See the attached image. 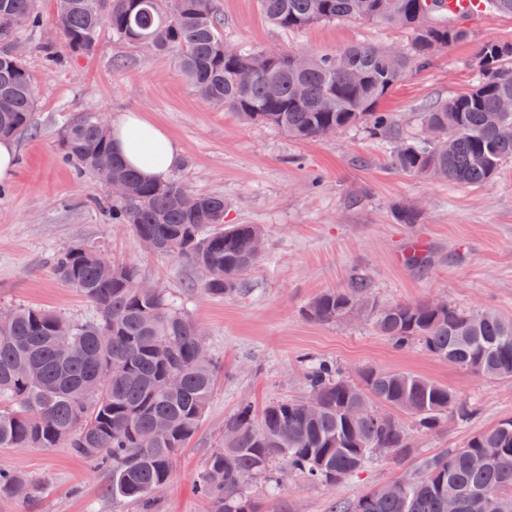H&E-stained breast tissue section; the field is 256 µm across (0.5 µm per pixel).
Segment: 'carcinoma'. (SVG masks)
I'll return each mask as SVG.
<instances>
[{"mask_svg": "<svg viewBox=\"0 0 512 512\" xmlns=\"http://www.w3.org/2000/svg\"><path fill=\"white\" fill-rule=\"evenodd\" d=\"M438 0H258L273 25L302 30L349 19L383 22L407 30L396 55L391 46L353 44L338 51L270 54L224 42L214 0H57L60 42L45 46L46 61L93 54L98 31L174 60L195 92L244 120L276 126L296 140L325 137L362 126L389 146L391 165L409 175L477 186L512 161V42L479 44L470 66L472 88L421 112L424 136L405 139L398 120L377 111L379 101L435 55L470 38L455 22L436 20ZM37 0H0V138L31 126L36 89L23 59L11 54L22 27L37 29ZM65 159L97 175L99 156H112V178L126 194L108 206L112 220L149 240L159 256L204 266L194 284L210 299L248 292L243 278L257 262L255 246L266 241L259 224L224 223V197L196 193L179 178L144 180L112 149L100 114L85 112L62 129ZM58 279L77 289L93 315L66 320L37 306L12 309L0 322V448H54L72 452L111 472L107 492L153 512L154 489L170 483L175 452L196 434L205 415L217 364L201 357L203 331L163 291L136 287L139 270L97 251L73 246L56 254ZM370 318L392 345L420 346L460 369L494 380H512V321L491 310H465L432 301L381 304L366 276L354 273L345 287L323 292L304 308L317 323L354 314ZM177 373L181 384L166 385ZM360 382L336 365L308 366V395L269 404L258 423L250 409L231 415L228 440L209 456L199 493L217 512H256L244 480L271 477L280 461L290 473L335 485L366 467L381 448L393 455L410 447L400 420L435 430L448 414L464 421L473 406L457 392L413 373L367 367ZM364 402L367 411L353 413ZM163 426L154 444L139 433ZM34 492L24 475L0 470V498ZM512 512V419L474 434L462 448L435 455L411 472L399 491L372 490L336 512Z\"/></svg>", "mask_w": 512, "mask_h": 512, "instance_id": "1", "label": "carcinoma"}]
</instances>
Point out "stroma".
<instances>
[{"label": "stroma", "mask_w": 512, "mask_h": 512, "mask_svg": "<svg viewBox=\"0 0 512 512\" xmlns=\"http://www.w3.org/2000/svg\"><path fill=\"white\" fill-rule=\"evenodd\" d=\"M216 5L225 41L246 49L324 53L408 38L365 20L286 31L266 20L258 0ZM37 9L41 26L25 36L36 106L30 130L14 138L18 164L0 178L6 188L0 196V307L38 306L71 320L90 316V304L56 278L51 264L56 252L84 246L135 264L200 325L223 373L197 433L176 455L158 512H214L198 481L225 419L244 402L258 416L271 402L305 396L311 360L336 361L353 376L367 366L419 374L471 401L475 412L465 423L411 430L404 462L379 459L334 486L295 477L281 488L253 481L246 492L262 512H336L398 480L423 458L463 447L476 432L512 418V382L459 369L418 346L396 349L357 316L320 324L301 315L314 297L344 287L350 274L361 272L384 303L449 300L512 319V162L485 185L465 187L394 171L387 146L358 127L295 140L201 99L171 57L115 41L106 28L93 55L54 69L38 46L59 36L56 0H38ZM468 28L469 41L439 53L430 68L407 76L380 102V111L397 116L405 137H421L427 103L476 83L468 62L480 43L512 39V17L486 13ZM88 111L108 119L140 113L175 141L186 160L173 176L194 192L224 196L226 223L262 226L267 246L247 274L248 293L200 297L191 290L197 277L191 266L146 251L129 225L112 223L93 206L107 188L64 162L60 134L63 117ZM403 206L418 210L417 223H399ZM418 242L431 260L408 266L405 256ZM0 469L42 484L31 497L0 499V512H137L133 503L107 494V471L62 444L0 448Z\"/></svg>", "instance_id": "obj_1"}]
</instances>
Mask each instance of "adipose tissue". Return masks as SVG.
<instances>
[{
  "mask_svg": "<svg viewBox=\"0 0 512 512\" xmlns=\"http://www.w3.org/2000/svg\"><path fill=\"white\" fill-rule=\"evenodd\" d=\"M111 137L114 151L142 178L165 179L177 160L175 143L138 113L129 112L113 121Z\"/></svg>",
  "mask_w": 512,
  "mask_h": 512,
  "instance_id": "1",
  "label": "adipose tissue"
}]
</instances>
